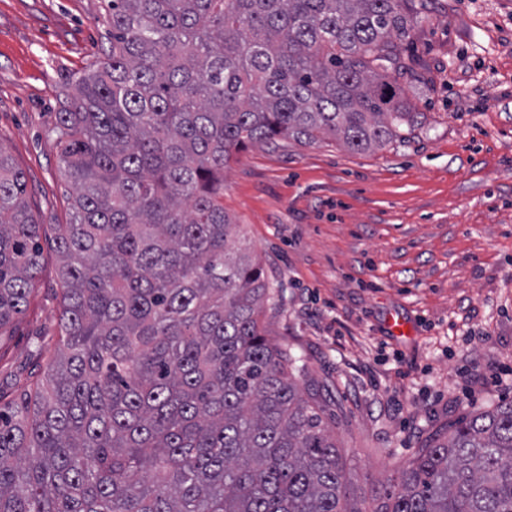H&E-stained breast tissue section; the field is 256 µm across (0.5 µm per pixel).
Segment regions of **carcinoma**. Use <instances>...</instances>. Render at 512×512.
<instances>
[{
	"label": "carcinoma",
	"mask_w": 512,
	"mask_h": 512,
	"mask_svg": "<svg viewBox=\"0 0 512 512\" xmlns=\"http://www.w3.org/2000/svg\"><path fill=\"white\" fill-rule=\"evenodd\" d=\"M411 0H110L107 60L59 113L76 196L51 247L63 348L0 395V512H357L336 441L272 345L276 289L224 211L249 144L403 138ZM0 148V327L40 271ZM386 512H512V403L402 472Z\"/></svg>",
	"instance_id": "obj_1"
}]
</instances>
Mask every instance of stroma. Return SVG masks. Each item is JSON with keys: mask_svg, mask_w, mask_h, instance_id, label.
<instances>
[{"mask_svg": "<svg viewBox=\"0 0 512 512\" xmlns=\"http://www.w3.org/2000/svg\"><path fill=\"white\" fill-rule=\"evenodd\" d=\"M107 3L0 0V147L49 237L74 195L54 129L106 59ZM417 7L418 65L400 84L423 118L406 138L358 152L332 139L256 144L224 170V210L283 291L262 308L265 330L298 358L357 512H384L421 448L512 402V0ZM57 267L44 248L26 311L0 330L6 399L56 354Z\"/></svg>", "mask_w": 512, "mask_h": 512, "instance_id": "35a3bbf8", "label": "stroma"}]
</instances>
